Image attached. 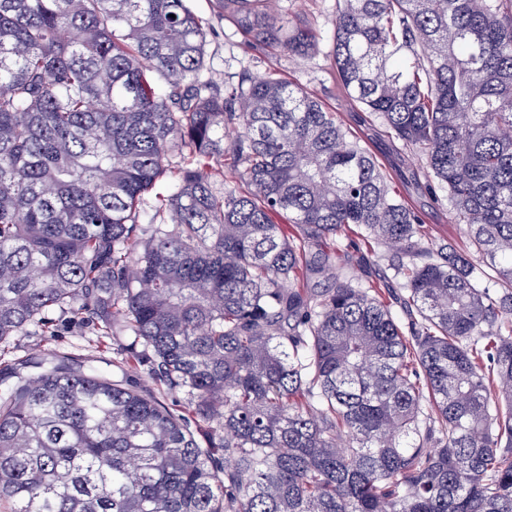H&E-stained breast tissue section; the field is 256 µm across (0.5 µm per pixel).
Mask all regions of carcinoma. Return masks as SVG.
<instances>
[{"mask_svg":"<svg viewBox=\"0 0 512 512\" xmlns=\"http://www.w3.org/2000/svg\"><path fill=\"white\" fill-rule=\"evenodd\" d=\"M338 3L342 85L466 248L302 86L205 76L187 0H0V342L133 336L191 416L64 356L0 377L7 512H512V0ZM213 11L320 52L271 0ZM343 236L398 291L336 275Z\"/></svg>","mask_w":512,"mask_h":512,"instance_id":"cac0c4a2","label":"carcinoma"}]
</instances>
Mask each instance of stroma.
Returning <instances> with one entry per match:
<instances>
[{
    "instance_id": "obj_1",
    "label": "stroma",
    "mask_w": 512,
    "mask_h": 512,
    "mask_svg": "<svg viewBox=\"0 0 512 512\" xmlns=\"http://www.w3.org/2000/svg\"><path fill=\"white\" fill-rule=\"evenodd\" d=\"M278 5L284 17L306 19L318 31L320 54L310 59L272 58L246 49L236 28L229 22L219 21L208 47L209 74L213 80L224 82L244 69L255 74L271 68L279 70L288 80L316 95L328 111L335 113L351 138L373 156L390 185L412 205L423 224L431 227L436 239L464 243L462 228L450 220L446 193L427 186L418 156L392 137L381 119L365 112L363 106L344 90L330 53L336 0H278ZM131 349V337L120 336L98 343L94 332L70 319L69 315L56 311L51 315L50 329L30 325L0 343V373L8 374L18 364L36 362L52 353L65 354L99 373L150 392L173 412H181L182 392L157 385L148 366L131 360Z\"/></svg>"
}]
</instances>
